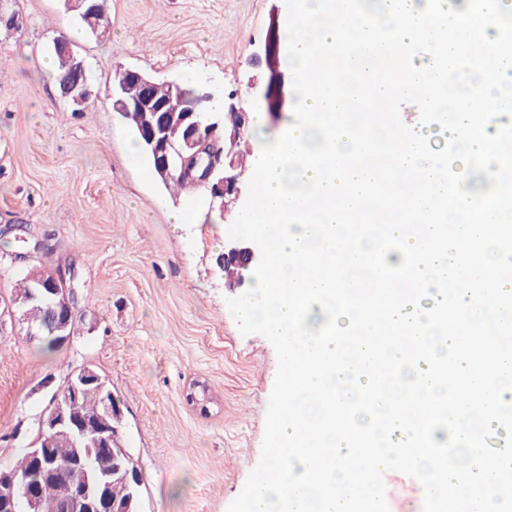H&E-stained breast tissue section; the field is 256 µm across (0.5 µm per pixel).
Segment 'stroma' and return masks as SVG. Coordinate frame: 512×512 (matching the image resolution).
Wrapping results in <instances>:
<instances>
[{
    "instance_id": "obj_1",
    "label": "stroma",
    "mask_w": 512,
    "mask_h": 512,
    "mask_svg": "<svg viewBox=\"0 0 512 512\" xmlns=\"http://www.w3.org/2000/svg\"><path fill=\"white\" fill-rule=\"evenodd\" d=\"M0 465L32 442L48 403L42 383L94 368L120 401L122 435L144 476L141 512H228L257 465L277 355L242 335L227 306L249 290L217 259L248 196L260 146L278 138L295 96L285 50V0H104L108 24L82 30L64 0H0ZM96 99L62 98L41 59L59 35ZM208 87L247 113L251 153L223 210L206 190H174L113 112L111 71ZM187 225L175 224V216ZM69 269L73 335L52 354L27 340L12 314L17 280Z\"/></svg>"
}]
</instances>
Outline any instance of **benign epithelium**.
<instances>
[{
  "label": "benign epithelium",
  "instance_id": "1",
  "mask_svg": "<svg viewBox=\"0 0 512 512\" xmlns=\"http://www.w3.org/2000/svg\"><path fill=\"white\" fill-rule=\"evenodd\" d=\"M53 47L67 60L65 69L58 76L62 95L79 105L94 100L95 93L86 75L84 62L75 54L71 42L58 36L53 40ZM129 83L142 87L141 96L132 102L122 96ZM153 84L152 78L136 69L118 68L117 81L112 83V109L137 122L155 173L167 179L181 167L185 169L190 165L195 169L200 166L202 174L195 178V182L210 188L211 201L238 192L237 177L231 173L235 169V160L224 159L223 148L217 141L218 131L224 128V113L215 111L214 94L199 88L195 94L183 99V118L179 125L173 126L167 119V105L150 95ZM260 257V250L255 245L233 246L224 253V266L249 270L257 266ZM29 278L34 281L30 299L47 305L51 323L60 333L61 342L67 343L72 335L70 327L76 307L73 284L60 268L49 272L31 270ZM89 386L94 387L101 396L103 413L94 428L79 427L77 431L82 436L92 431L95 447L112 451L110 443L119 434L123 410L95 370L84 366L78 370L76 377L68 378L66 384L55 390L50 404L39 418L42 437L30 443L29 455L37 459L41 469L49 476L63 469L82 475L77 491L58 506V512H132L131 503L118 509L112 501V474L99 480L91 478L86 471L87 464L81 459L61 464L50 452V436L64 426L74 425L78 394ZM63 390L67 394L64 404L58 401ZM22 499L26 500L33 512L40 509L36 489L28 485L25 479L4 472V479L0 480V512H16Z\"/></svg>",
  "mask_w": 512,
  "mask_h": 512
}]
</instances>
